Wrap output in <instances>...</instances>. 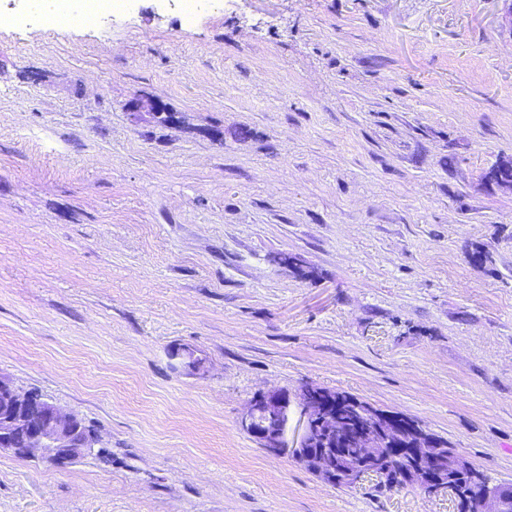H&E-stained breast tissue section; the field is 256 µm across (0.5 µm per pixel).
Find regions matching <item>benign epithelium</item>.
<instances>
[{"label": "benign epithelium", "instance_id": "7a95c632", "mask_svg": "<svg viewBox=\"0 0 512 512\" xmlns=\"http://www.w3.org/2000/svg\"><path fill=\"white\" fill-rule=\"evenodd\" d=\"M128 109L174 120L168 108L156 100H137ZM294 414L301 426L299 445L286 448L283 436ZM81 423L78 415L47 399L33 401L29 392L0 374V452L23 458L46 454L58 465L70 464L95 447L83 434ZM239 426L268 451L291 455L330 484L336 481L340 457L350 451L360 458V464H371L379 470V477L386 476L397 459L392 449L404 446L405 440L404 428L391 414L366 403L354 404L335 390L308 384L293 395L283 390L255 395ZM407 452L417 466L404 471L406 484L428 485L434 493L451 485V471L473 470L453 449L437 448L424 435ZM479 512H512V484L486 483Z\"/></svg>", "mask_w": 512, "mask_h": 512}]
</instances>
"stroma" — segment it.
Masks as SVG:
<instances>
[{
    "instance_id": "stroma-1",
    "label": "stroma",
    "mask_w": 512,
    "mask_h": 512,
    "mask_svg": "<svg viewBox=\"0 0 512 512\" xmlns=\"http://www.w3.org/2000/svg\"><path fill=\"white\" fill-rule=\"evenodd\" d=\"M178 113L170 126L137 99ZM504 0H136L0 26V373L104 455L0 454V512H456L244 433L306 383L512 481ZM194 350L188 373L171 354ZM34 2L30 10L12 17L14 27L34 25L46 30L56 32L63 29V23L94 24L106 16L125 12L130 0H52L42 7Z\"/></svg>"
}]
</instances>
